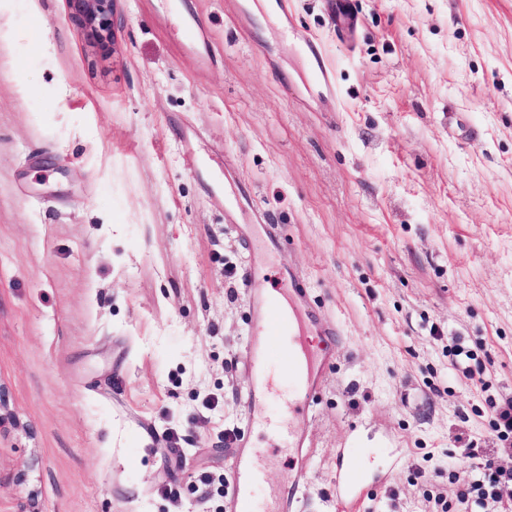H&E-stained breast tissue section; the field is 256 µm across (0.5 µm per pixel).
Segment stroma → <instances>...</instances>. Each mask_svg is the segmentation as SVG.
<instances>
[{
    "mask_svg": "<svg viewBox=\"0 0 512 512\" xmlns=\"http://www.w3.org/2000/svg\"><path fill=\"white\" fill-rule=\"evenodd\" d=\"M331 2L118 0L104 53L66 0H0V512H225L241 439L280 492L247 423L267 234L340 336L300 512H338L355 442L357 512L512 468V0H350L346 34ZM370 471L365 459L357 454V448H345L342 462L336 469V498L352 503L364 496Z\"/></svg>",
    "mask_w": 512,
    "mask_h": 512,
    "instance_id": "stroma-1",
    "label": "stroma"
}]
</instances>
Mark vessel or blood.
Listing matches in <instances>:
<instances>
[{
  "label": "vessel or blood",
  "instance_id": "b4317fda",
  "mask_svg": "<svg viewBox=\"0 0 512 512\" xmlns=\"http://www.w3.org/2000/svg\"><path fill=\"white\" fill-rule=\"evenodd\" d=\"M253 325L257 343L251 358L248 421L270 433L277 445L287 448L292 462L291 481L273 512H297L311 468L303 420L312 412L314 398L333 358L327 351L308 349L301 311L282 304L269 292L259 296ZM274 351L278 352L281 363L277 372L270 363ZM274 401L279 402V411H270L269 405ZM369 475L366 462L356 449H345L336 469L337 499L346 503L360 499ZM263 483L264 472L255 464L252 453H239L226 512H265L258 498Z\"/></svg>",
  "mask_w": 512,
  "mask_h": 512
}]
</instances>
